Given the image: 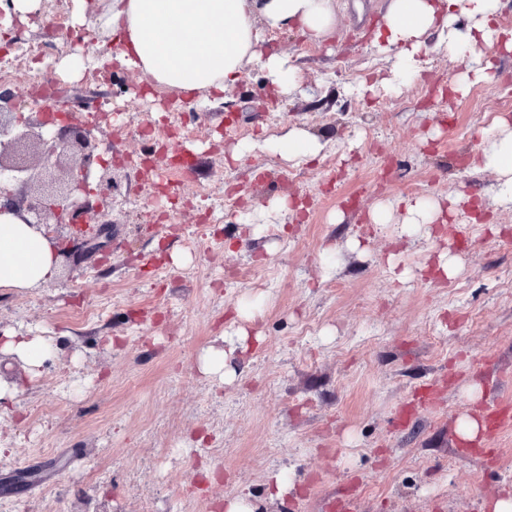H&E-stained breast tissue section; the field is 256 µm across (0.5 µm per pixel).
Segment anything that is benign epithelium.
I'll return each instance as SVG.
<instances>
[{
  "mask_svg": "<svg viewBox=\"0 0 512 512\" xmlns=\"http://www.w3.org/2000/svg\"><path fill=\"white\" fill-rule=\"evenodd\" d=\"M17 110L13 96L0 91V210L10 208L49 238L68 242L67 258L71 243L101 250L108 233L88 219L112 204L117 186L99 151L106 114L78 120L62 109L64 128L56 131L48 113L22 117Z\"/></svg>",
  "mask_w": 512,
  "mask_h": 512,
  "instance_id": "benign-epithelium-1",
  "label": "benign epithelium"
}]
</instances>
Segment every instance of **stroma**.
Wrapping results in <instances>:
<instances>
[{
  "instance_id": "stroma-1",
  "label": "stroma",
  "mask_w": 512,
  "mask_h": 512,
  "mask_svg": "<svg viewBox=\"0 0 512 512\" xmlns=\"http://www.w3.org/2000/svg\"><path fill=\"white\" fill-rule=\"evenodd\" d=\"M363 3L337 9L322 45L260 25L303 91L270 98L249 64L196 121L178 92L139 95L138 70L120 74L124 92L69 70L116 44L70 42L68 5L47 0L45 24L21 25L0 88L24 110L80 90L107 112L113 155L165 138L196 166L185 178L164 158L121 169L102 252L77 266L59 258L40 287L0 288V330H36L55 349L34 371L0 356V379L19 385L0 406V512H224L242 495L262 512H333L340 500L353 512H490L512 497V425L489 437L491 457L457 449L463 416H482L493 396L512 404V207L496 203L495 174L471 164L482 128L512 115V53H492L491 79L453 101L441 91L465 66L442 51L425 56L422 81L359 97L351 86L392 61L369 42L387 0ZM27 43L48 47L41 64ZM295 126L323 136L315 164L263 149ZM242 142L252 152L226 164ZM165 184L183 200L176 211ZM457 194L482 197L490 224L452 222L441 239L398 246L393 225L369 220L388 199ZM281 196L309 204L270 210ZM444 247L461 261L453 279L388 271L389 253L414 268ZM257 298L248 328L261 340L235 379L203 376L198 355L220 345L227 308ZM282 470L294 488L269 498Z\"/></svg>"
}]
</instances>
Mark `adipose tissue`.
Here are the masks:
<instances>
[{
  "label": "adipose tissue",
  "instance_id": "obj_1",
  "mask_svg": "<svg viewBox=\"0 0 512 512\" xmlns=\"http://www.w3.org/2000/svg\"><path fill=\"white\" fill-rule=\"evenodd\" d=\"M73 20L87 31L115 35L119 46L111 57L119 67L141 71L150 87L180 93H206L208 101L223 100L228 87L242 78L245 63H254L266 84L281 96L302 82L298 66L266 52L257 21L269 28L295 33L313 43L333 36L336 0H73ZM502 0H390L373 37L376 51L391 54L392 68L374 73L355 88L358 95L376 87L405 88L420 79L424 54L444 51L465 62L466 70L449 89L466 95L472 80L488 77L489 48L512 51V30L498 17ZM484 144L476 168L496 174L498 204L512 205V119L500 115L482 131ZM266 148L297 165L319 156L318 135L292 128L269 140ZM468 196L418 197L405 204L398 238L433 236L446 215L475 210ZM58 258L52 243L14 213L0 214V288H33L54 277ZM53 343L45 336L16 331L0 335V352L36 370L50 357Z\"/></svg>",
  "mask_w": 512,
  "mask_h": 512
}]
</instances>
